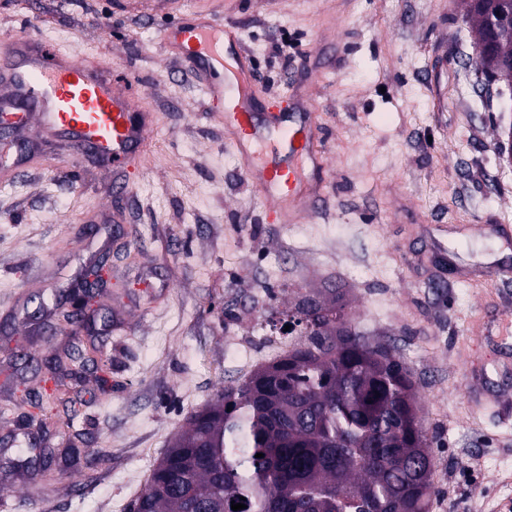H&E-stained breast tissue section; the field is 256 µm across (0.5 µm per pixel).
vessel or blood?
<instances>
[{"instance_id": "obj_1", "label": "vessel or blood", "mask_w": 512, "mask_h": 512, "mask_svg": "<svg viewBox=\"0 0 512 512\" xmlns=\"http://www.w3.org/2000/svg\"><path fill=\"white\" fill-rule=\"evenodd\" d=\"M159 43L168 57L190 66L207 100L224 123V139L241 155L245 176L259 194L270 224H292L312 216L324 181L306 179L309 162L327 172V147L312 107L289 111L284 98L266 95L262 111L253 104L258 81L252 56L238 29L210 7L161 29ZM236 76L225 80V58ZM139 89L129 79L51 50L46 42L16 32L0 40V119L16 127L38 124L58 141L89 154L119 177L112 192L120 208L131 187L125 169L139 164L158 125L144 111Z\"/></svg>"}]
</instances>
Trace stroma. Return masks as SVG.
Here are the masks:
<instances>
[{"label": "stroma", "mask_w": 512, "mask_h": 512, "mask_svg": "<svg viewBox=\"0 0 512 512\" xmlns=\"http://www.w3.org/2000/svg\"><path fill=\"white\" fill-rule=\"evenodd\" d=\"M225 22L268 81L311 97L328 147L318 212L270 224L224 142L193 73L168 58L161 27L200 0H0V38L24 31L76 60L93 58L144 86L160 118L112 221V170L34 129L9 133L20 161L0 168V499L8 512H130L187 418L224 386L287 352L273 330L313 288H340L351 316L390 340L417 382L431 440L430 512H512V420L477 411L469 380L488 372L512 403V371L487 325L512 319V165L494 145L512 124V92L468 62L458 0H222ZM288 40L299 85L274 50ZM107 282L77 334L53 311L85 269ZM99 348L104 366L57 379L81 405L80 459L49 487L28 481L22 448L65 405L30 403L46 355ZM110 451L88 474L84 458Z\"/></svg>", "instance_id": "35a3bbf8"}]
</instances>
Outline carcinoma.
<instances>
[{
    "label": "carcinoma",
    "mask_w": 512,
    "mask_h": 512,
    "mask_svg": "<svg viewBox=\"0 0 512 512\" xmlns=\"http://www.w3.org/2000/svg\"><path fill=\"white\" fill-rule=\"evenodd\" d=\"M472 64L512 88V28L462 0ZM340 288L288 309L298 340L193 413L133 505L140 512H430V441L396 345L345 317ZM263 457L258 458L256 454Z\"/></svg>",
    "instance_id": "obj_1"
}]
</instances>
